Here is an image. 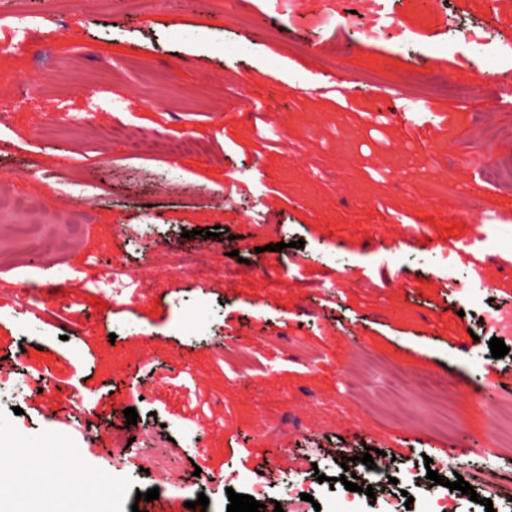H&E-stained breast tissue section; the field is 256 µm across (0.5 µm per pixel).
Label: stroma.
<instances>
[{"label": "stroma", "instance_id": "1", "mask_svg": "<svg viewBox=\"0 0 512 512\" xmlns=\"http://www.w3.org/2000/svg\"><path fill=\"white\" fill-rule=\"evenodd\" d=\"M40 8L0 0V358L13 364L0 382L41 375L73 419L1 397L0 448L23 449L34 473L53 462L109 479L110 493L80 491L78 512H132L152 488L227 512L228 491L258 480L281 502L294 479L320 512H428V496L406 501L409 481L362 464L369 447L380 465L469 483L496 463L493 508L512 512V447L473 403L491 373L512 371V351L492 357L481 302L448 284L472 277L452 248L471 240L460 214L512 204V110L493 106L505 68L478 74L481 47L439 48L484 24L482 9L390 0L373 40L327 0H55L67 36L35 31L8 50ZM230 43L247 53H225ZM433 61L472 74L470 99L425 93ZM375 71L408 97L392 100ZM391 105L411 123L386 119ZM119 121L149 150L107 140ZM183 138L205 153L171 157ZM485 169L500 180H478ZM18 196L53 202L43 231L62 244L48 265L22 260L11 227L26 217L2 208ZM407 223L422 243H398ZM494 236L479 252L485 295L512 309L500 264L512 223ZM182 252L206 266L177 271ZM116 260L130 283L117 294ZM373 364L383 378L406 372L402 412L371 392ZM158 440L166 476L137 462ZM276 453L296 465L270 468ZM347 471L373 479V495L346 490Z\"/></svg>", "mask_w": 512, "mask_h": 512}]
</instances>
